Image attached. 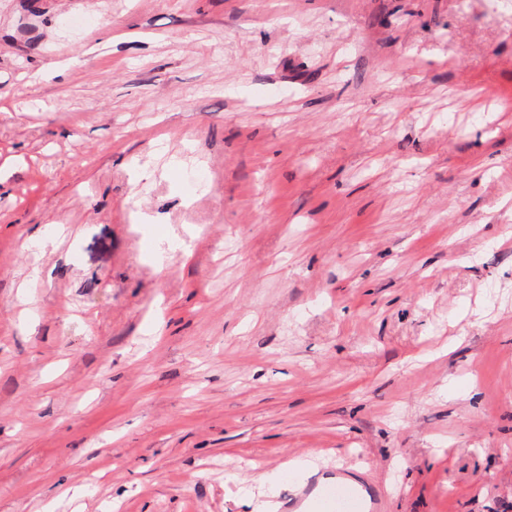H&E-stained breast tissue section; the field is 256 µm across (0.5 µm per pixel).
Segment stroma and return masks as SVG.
I'll return each mask as SVG.
<instances>
[{
	"instance_id": "stroma-1",
	"label": "stroma",
	"mask_w": 512,
	"mask_h": 512,
	"mask_svg": "<svg viewBox=\"0 0 512 512\" xmlns=\"http://www.w3.org/2000/svg\"><path fill=\"white\" fill-rule=\"evenodd\" d=\"M510 230L512 0H0V512H512ZM313 512H367L363 497L353 488L326 487Z\"/></svg>"
}]
</instances>
